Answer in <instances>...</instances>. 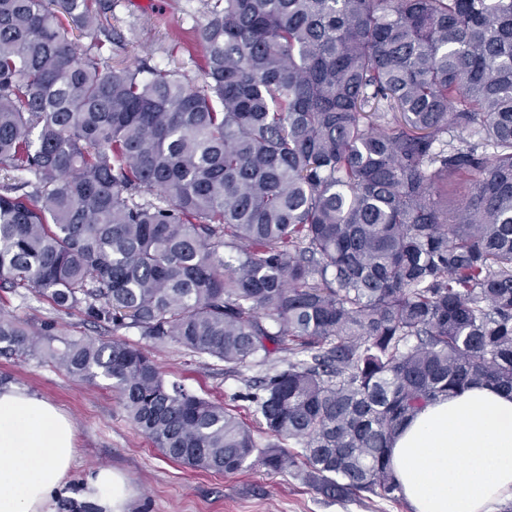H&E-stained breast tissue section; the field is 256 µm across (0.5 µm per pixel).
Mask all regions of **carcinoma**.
Here are the masks:
<instances>
[{
  "mask_svg": "<svg viewBox=\"0 0 512 512\" xmlns=\"http://www.w3.org/2000/svg\"><path fill=\"white\" fill-rule=\"evenodd\" d=\"M115 5L0 0V291L266 367L300 450L119 339L0 316V356L107 382L169 460L399 500L410 418L512 392V0H205L200 85L109 64Z\"/></svg>",
  "mask_w": 512,
  "mask_h": 512,
  "instance_id": "carcinoma-1",
  "label": "carcinoma"
}]
</instances>
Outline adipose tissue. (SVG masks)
<instances>
[{
	"label": "adipose tissue",
	"instance_id": "1",
	"mask_svg": "<svg viewBox=\"0 0 512 512\" xmlns=\"http://www.w3.org/2000/svg\"><path fill=\"white\" fill-rule=\"evenodd\" d=\"M75 455L69 416L0 387V512H126L123 477L97 467L71 481ZM390 465L413 512H496L512 500V397L476 387L428 405L394 436Z\"/></svg>",
	"mask_w": 512,
	"mask_h": 512
}]
</instances>
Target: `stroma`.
<instances>
[{
	"label": "stroma",
	"instance_id": "1",
	"mask_svg": "<svg viewBox=\"0 0 512 512\" xmlns=\"http://www.w3.org/2000/svg\"><path fill=\"white\" fill-rule=\"evenodd\" d=\"M203 15V0H119L113 27L123 33L136 28L138 36L120 49L104 47L103 53L120 65L146 59L162 68L175 67L192 83H200L203 61L192 28ZM0 313L31 327L57 319L73 335H97L79 314H62L45 298L10 294L0 304ZM118 337L149 351L167 379L229 409L250 427L259 445L270 443L243 397L244 378L259 375V368L232 375L225 373L223 362L170 341H150L137 329L120 330ZM0 376L10 377L71 417L77 432L72 479L97 465L121 472L132 490L127 512H411L404 501L332 498L303 477L270 473L258 464L224 476L168 460L127 419L112 389L85 383L47 361L0 357Z\"/></svg>",
	"mask_w": 512,
	"mask_h": 512
}]
</instances>
